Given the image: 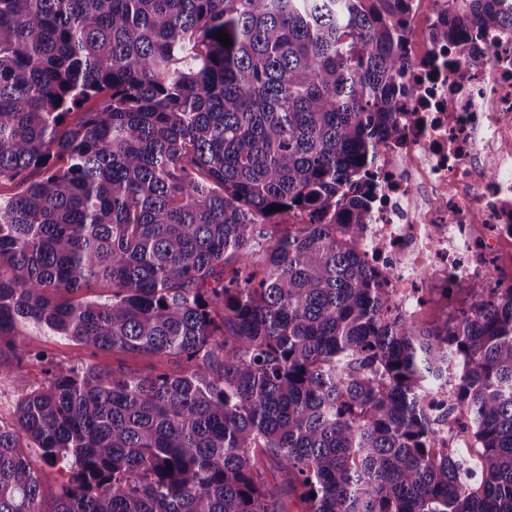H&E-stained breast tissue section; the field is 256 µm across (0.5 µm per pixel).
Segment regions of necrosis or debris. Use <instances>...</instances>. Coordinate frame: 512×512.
<instances>
[{"instance_id": "1", "label": "necrosis or debris", "mask_w": 512, "mask_h": 512, "mask_svg": "<svg viewBox=\"0 0 512 512\" xmlns=\"http://www.w3.org/2000/svg\"><path fill=\"white\" fill-rule=\"evenodd\" d=\"M446 0H413L404 137L374 166L377 199L355 250L413 319L480 285L512 287V37L484 32L462 59L432 38Z\"/></svg>"}]
</instances>
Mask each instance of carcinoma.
Wrapping results in <instances>:
<instances>
[{
  "instance_id": "1",
  "label": "carcinoma",
  "mask_w": 512,
  "mask_h": 512,
  "mask_svg": "<svg viewBox=\"0 0 512 512\" xmlns=\"http://www.w3.org/2000/svg\"><path fill=\"white\" fill-rule=\"evenodd\" d=\"M365 2L0 0V512H512V288L420 329L350 247L412 68ZM33 331L157 363L30 385ZM43 472L44 496L47 503H51L61 487L68 483V475L58 468L45 467Z\"/></svg>"
}]
</instances>
